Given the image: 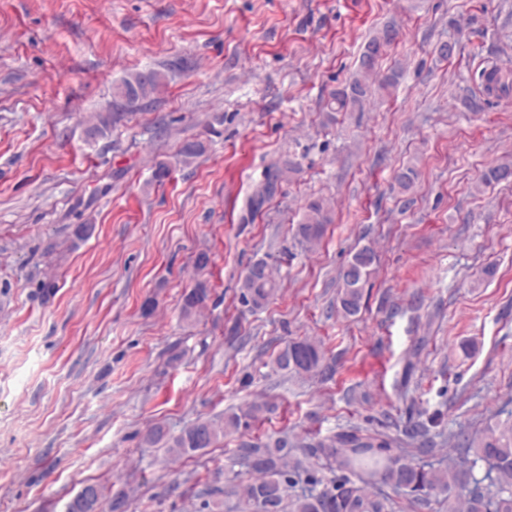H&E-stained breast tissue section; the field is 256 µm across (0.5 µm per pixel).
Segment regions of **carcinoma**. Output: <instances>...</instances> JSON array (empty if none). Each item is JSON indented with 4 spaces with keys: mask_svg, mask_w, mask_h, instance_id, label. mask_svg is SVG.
Here are the masks:
<instances>
[{
    "mask_svg": "<svg viewBox=\"0 0 512 512\" xmlns=\"http://www.w3.org/2000/svg\"><path fill=\"white\" fill-rule=\"evenodd\" d=\"M399 36L393 25H387L365 44L358 62L356 76L346 85L332 91L329 102L332 112H351L377 90L391 93L403 77V70L392 69L376 78L379 60ZM165 75L150 70L124 79L115 88V105L133 107L148 98L163 84ZM482 96L470 95L463 100L471 112L482 108V97H507L512 94V78L498 68L479 72ZM512 177V165L500 164L486 170L483 181L499 182ZM281 172L269 173L262 189L253 198L259 209L279 189ZM332 222L329 212L319 200L306 206L295 235L302 243L314 244ZM377 260L376 252L365 246L356 251L338 271L339 309L345 316L358 314L364 298L363 288ZM277 283L269 264L258 260L250 264L240 287L242 303L250 310L263 308L274 295ZM210 299V289L204 282L196 283L183 295L182 312L186 317L204 308ZM279 369L298 376L322 373L328 368L321 342L304 338L288 342L276 358ZM273 411L266 403H253L245 410L230 412L220 422L199 421L174 434L161 424L151 425L144 434L148 446L164 445L176 457L195 453L214 445L219 436L238 433L251 423ZM393 440L379 435H366L348 430L308 441L292 443L283 434L267 442L241 441L238 453L241 462L254 478L243 488L244 505L255 512H286L288 488L297 478L306 476L310 488L292 501L293 512H384V504L365 492L364 487L376 481L395 489L415 493L425 498L445 494L448 498L468 492L466 512H512V424L487 428L474 442L473 458L467 459L463 472L438 469L404 454L391 455L388 448ZM298 447L309 458L324 457L336 462L340 475L329 488L316 490L320 480L308 473L302 461L289 464V449ZM362 485H355L350 476Z\"/></svg>",
    "mask_w": 512,
    "mask_h": 512,
    "instance_id": "carcinoma-1",
    "label": "carcinoma"
}]
</instances>
